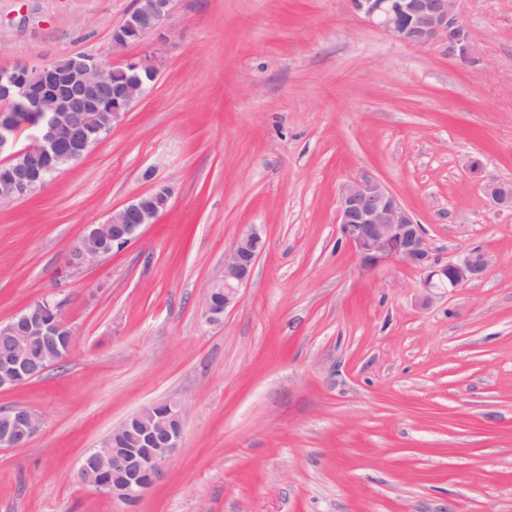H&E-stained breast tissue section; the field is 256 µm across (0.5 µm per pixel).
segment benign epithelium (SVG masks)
<instances>
[{
  "label": "benign epithelium",
  "instance_id": "obj_1",
  "mask_svg": "<svg viewBox=\"0 0 512 512\" xmlns=\"http://www.w3.org/2000/svg\"><path fill=\"white\" fill-rule=\"evenodd\" d=\"M353 11L393 39L412 46L441 42L448 52L466 58L471 43L470 28L457 8L458 0H349ZM173 0H136L135 7L112 31V52L141 42L165 28ZM105 61L90 53H78L71 63L21 64L0 70V101L12 111L0 114V154L7 153L0 173V198L23 197L40 187L56 163L80 159L89 146L100 140L97 113L102 108L120 115L141 99L157 70L147 61L111 64L124 78L112 84L103 76ZM35 133L17 147L19 131ZM484 194L497 210H512V185L488 181ZM171 192L158 186L141 194L102 224L87 225L83 239H112L111 248H76L66 258V267L93 265L138 239L141 229L154 223L169 206ZM339 232L355 251L362 266L373 269L398 262L424 274V286L454 291L483 278L490 256L481 249L462 252L446 263L434 256L422 225L418 224L400 198L378 177L365 171L343 183L337 197ZM264 247L260 233L240 236L224 253V273L205 289L202 320L210 325L223 321L241 300ZM46 307L39 303L18 311L0 322V391L15 389L43 375L55 357L35 361L32 346L50 339L67 343L71 352L74 330L63 318L47 322ZM185 404L177 400L152 403L112 428V436L136 433L142 448H119L117 441H102L86 452L78 475L96 492L125 502L140 500L161 479L168 457L182 441ZM38 414L15 406L0 412V447L27 446L39 433ZM112 461V482L98 479L97 463Z\"/></svg>",
  "mask_w": 512,
  "mask_h": 512
}]
</instances>
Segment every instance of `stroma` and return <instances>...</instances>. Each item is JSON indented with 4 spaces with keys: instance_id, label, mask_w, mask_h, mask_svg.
<instances>
[{
    "instance_id": "35a3bbf8",
    "label": "stroma",
    "mask_w": 512,
    "mask_h": 512,
    "mask_svg": "<svg viewBox=\"0 0 512 512\" xmlns=\"http://www.w3.org/2000/svg\"><path fill=\"white\" fill-rule=\"evenodd\" d=\"M135 0H0V68L89 52ZM468 59L408 46L349 0H175L148 93L81 160L0 200V321L55 296L69 357L0 392L41 418L0 448V512H512V0H460ZM483 162L481 176L469 171ZM377 176L440 260L486 275L428 295L370 270L336 224L340 185ZM168 209L135 243L65 271L86 225L154 186ZM266 248L238 307L201 319L224 253ZM167 397L183 439L136 504L79 479L114 426ZM484 194L497 210H512V185L500 181H488L483 186Z\"/></svg>"
}]
</instances>
